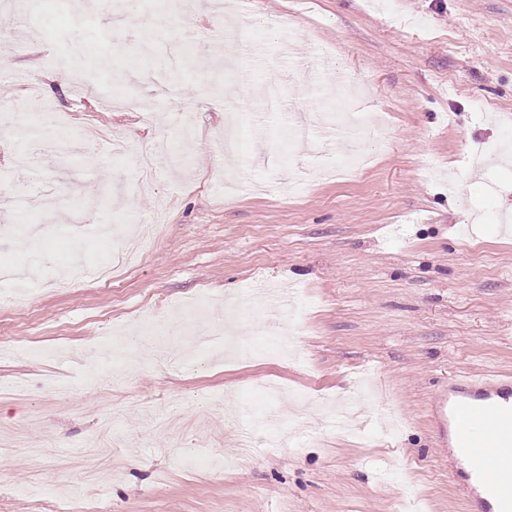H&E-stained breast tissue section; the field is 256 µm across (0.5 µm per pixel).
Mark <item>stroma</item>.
<instances>
[{
	"label": "stroma",
	"mask_w": 512,
	"mask_h": 512,
	"mask_svg": "<svg viewBox=\"0 0 512 512\" xmlns=\"http://www.w3.org/2000/svg\"><path fill=\"white\" fill-rule=\"evenodd\" d=\"M69 2L0 17L23 36L0 58V292L34 301L0 305V433L46 450L0 458V512H59L77 484L98 512H467L433 397L461 371L512 373V162L468 163L512 132V0H251L248 65L218 77L224 19L202 0H126L127 25L85 28ZM335 69L362 90L345 110L380 127L359 169L340 163L344 130L295 151L262 105L273 81L322 122ZM34 109L52 121L27 125ZM237 115L246 187L228 194L219 139ZM158 219L145 262L114 261L102 225ZM76 261L119 280L61 291ZM234 299L240 343L288 332L296 358L198 349ZM116 335L125 359L83 386ZM230 394L302 433L253 429L248 465L213 466L241 444Z\"/></svg>",
	"instance_id": "obj_1"
}]
</instances>
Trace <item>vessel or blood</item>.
Wrapping results in <instances>:
<instances>
[{
	"mask_svg": "<svg viewBox=\"0 0 512 512\" xmlns=\"http://www.w3.org/2000/svg\"><path fill=\"white\" fill-rule=\"evenodd\" d=\"M460 397L437 393V420L450 429L477 484V512H512V377L462 375Z\"/></svg>",
	"mask_w": 512,
	"mask_h": 512,
	"instance_id": "1",
	"label": "vessel or blood"
}]
</instances>
